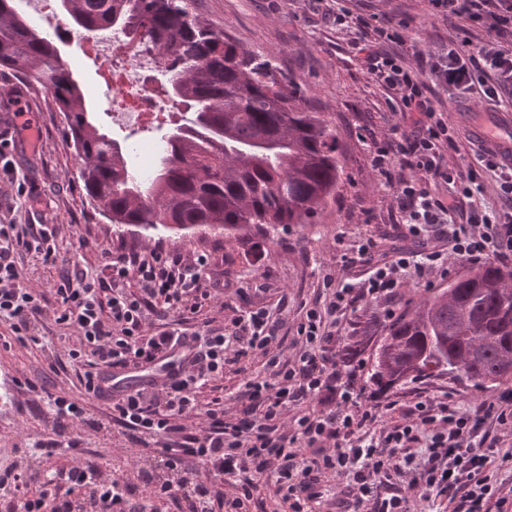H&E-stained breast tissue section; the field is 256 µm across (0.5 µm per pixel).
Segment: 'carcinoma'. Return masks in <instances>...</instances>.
<instances>
[{
  "mask_svg": "<svg viewBox=\"0 0 512 512\" xmlns=\"http://www.w3.org/2000/svg\"><path fill=\"white\" fill-rule=\"evenodd\" d=\"M80 28L139 31L167 54L175 105L193 109L172 123L146 174L134 143L94 124L82 86L55 42L0 0V68L49 90L63 131L81 161L90 202L116 231L218 228L238 241L271 239L283 224H308L336 193L342 166L338 137L300 85L267 56L241 47L203 23L186 0H61ZM512 269L472 266L387 327L370 381L392 390L446 375L490 389L512 379Z\"/></svg>",
  "mask_w": 512,
  "mask_h": 512,
  "instance_id": "carcinoma-1",
  "label": "carcinoma"
}]
</instances>
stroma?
<instances>
[{
	"label": "stroma",
	"instance_id": "1",
	"mask_svg": "<svg viewBox=\"0 0 512 512\" xmlns=\"http://www.w3.org/2000/svg\"><path fill=\"white\" fill-rule=\"evenodd\" d=\"M190 10L295 77L307 102L325 114L339 137L344 154L339 186L314 223L281 227L271 243L260 237L244 243L228 240L207 229L151 240L130 228L116 233L80 188V160L62 132L61 116L54 111L50 96L18 74L1 72L0 130L13 129L14 112L21 105L35 116L40 138L32 146L24 135L15 137L10 157L14 172L8 175L0 169V221L56 225L57 260L43 263L32 251L17 257L23 286L44 295L48 313L41 330L43 340L37 346H21L7 325L0 323V376L10 381L6 390L0 391V467L21 461L47 471L64 463L61 457H46L40 448L48 435L44 423L47 406L36 393L38 387L46 386L76 397L83 394L79 369L63 354L64 338L70 330L56 324L52 315L62 272L93 273L117 251L128 248L159 247L189 257L210 253L214 272L224 276V299L229 307L201 311L193 326L218 316L228 322L265 307L286 317L282 349L289 354L295 349L301 304L324 298L327 278L338 282L360 278L364 267L354 259L359 245L373 241L376 258L388 259L403 244L397 231L402 218L387 180L411 179L415 172L397 163L385 178L372 165L373 142L390 136L401 122L398 104L356 60L355 44L363 38V30L338 25L336 16L347 10L376 26L394 25L410 16L406 36L425 54L439 51L455 38L463 19L429 15L424 0H190ZM59 50L101 127L117 136L134 134L141 143L158 142L161 132L154 126L116 121L103 107L105 85L97 58L86 55L76 43L60 44ZM453 102V92L444 90L434 100L436 109L445 112L460 132L455 145L444 149V161L449 167L463 169L470 163L472 151L461 132L474 122L489 120L490 115L485 103L478 100H471L467 113L450 111ZM384 326L381 306L359 302L341 328V342L349 344L352 337L365 333L381 340ZM263 371L260 358H241L225 369L223 377L202 389L201 399L208 402L219 396L232 400L245 381ZM416 391L431 397L451 395L464 408L493 395L492 390L445 377L406 384L393 395L403 399ZM490 436L496 443L490 469L502 495L511 497L512 431L494 425ZM80 438L84 458L98 464L104 475H122L137 486L139 495H146L133 467L137 453L129 448L119 427L99 433L85 430Z\"/></svg>",
	"mask_w": 512,
	"mask_h": 512
}]
</instances>
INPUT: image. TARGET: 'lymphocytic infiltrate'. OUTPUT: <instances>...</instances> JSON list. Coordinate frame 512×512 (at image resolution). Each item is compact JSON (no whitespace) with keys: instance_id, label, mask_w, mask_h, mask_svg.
Segmentation results:
<instances>
[{"instance_id":"1","label":"lymphocytic infiltrate","mask_w":512,"mask_h":512,"mask_svg":"<svg viewBox=\"0 0 512 512\" xmlns=\"http://www.w3.org/2000/svg\"><path fill=\"white\" fill-rule=\"evenodd\" d=\"M431 14L465 18L483 29L484 42L460 34L449 47L407 63L410 49L394 27H372L371 41L357 44L361 65L391 91L411 137L373 145V165L389 176L394 162L425 172L448 187L436 198L426 184L399 179L392 188L403 214L404 235L414 246L394 260L369 268L365 278L331 288L324 302L304 306L296 327V351L281 350L284 319L264 307L233 321L232 333L203 325L189 329L193 315L224 294L220 279L205 281L207 255L192 258L158 248L123 250L96 277L62 276L55 293L56 323L74 328L78 344L68 356L79 364L85 401L47 393L50 410L47 455H68L69 466L43 478L31 467L0 468V497L7 512H148L135 501L123 476L103 475L77 457L78 432L102 429L89 411L101 374L192 348V369L159 387L139 388L111 399L113 424L129 443L153 442L157 452L144 475L151 499L178 512H246L259 483L270 484L281 512H312L319 487L345 480L332 512H417L418 505L446 499L452 512H512L487 472L494 452L484 428H512V389L471 409L450 397L416 395L409 405L387 397H365L359 357L337 364V328L362 300L389 307L406 273L425 277L456 259L471 265L512 258V165L477 152L466 169L445 166L441 147L455 134L427 94L429 86L452 89L458 98L500 105L512 94V0H426ZM497 182L498 203L462 215V199L484 190L485 176ZM52 224H0V322L20 343H40L45 309L39 293L25 288L16 259L21 251L56 255ZM170 319L157 329L155 317ZM251 353L264 359L270 378L245 382L236 412L220 398L201 403L199 392L227 365ZM201 413L195 429L185 419ZM87 489L83 499L75 489Z\"/></svg>"}]
</instances>
